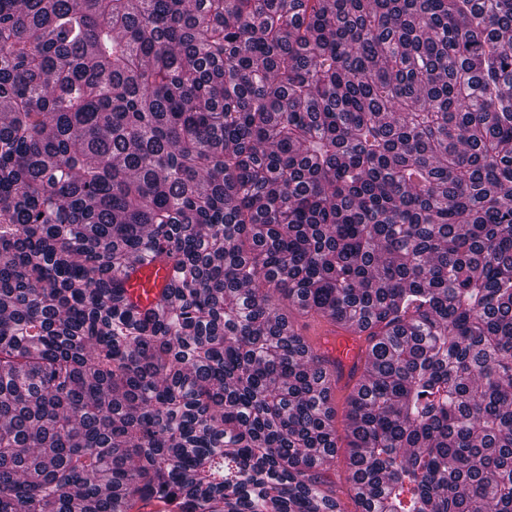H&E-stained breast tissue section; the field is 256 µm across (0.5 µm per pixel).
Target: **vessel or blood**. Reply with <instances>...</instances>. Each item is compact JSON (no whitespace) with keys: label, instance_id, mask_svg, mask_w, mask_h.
I'll list each match as a JSON object with an SVG mask.
<instances>
[{"label":"vessel or blood","instance_id":"obj_1","mask_svg":"<svg viewBox=\"0 0 512 512\" xmlns=\"http://www.w3.org/2000/svg\"><path fill=\"white\" fill-rule=\"evenodd\" d=\"M174 277L172 265L144 260L130 270L124 287L138 311L156 310ZM301 336L313 342L332 371L334 391H342L358 376L368 356L365 336L352 325L336 326L324 319L309 321Z\"/></svg>","mask_w":512,"mask_h":512}]
</instances>
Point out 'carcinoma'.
<instances>
[{
	"instance_id": "obj_1",
	"label": "carcinoma",
	"mask_w": 512,
	"mask_h": 512,
	"mask_svg": "<svg viewBox=\"0 0 512 512\" xmlns=\"http://www.w3.org/2000/svg\"><path fill=\"white\" fill-rule=\"evenodd\" d=\"M0 102V512H512V0H0ZM173 277L174 270L171 264L144 260L130 270L124 280V288L137 311L155 312ZM299 332L315 344L330 367L335 395L356 379L369 353L366 336L356 326H336L318 318L310 320L307 327L299 326ZM330 479L336 484V497L338 498L341 508L344 511L354 512L357 510L355 497L357 496V488L349 480L348 472L342 464L336 465V471L329 473Z\"/></svg>"
}]
</instances>
